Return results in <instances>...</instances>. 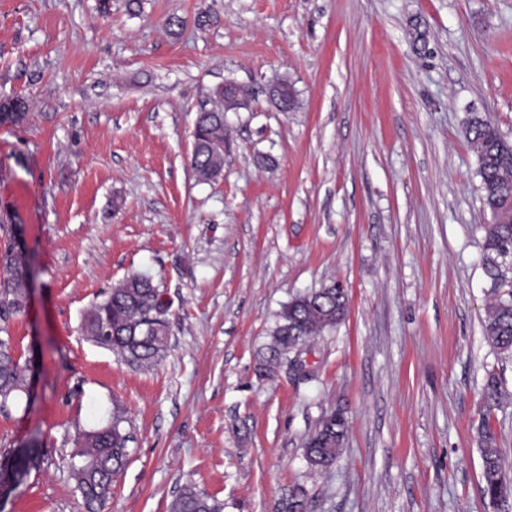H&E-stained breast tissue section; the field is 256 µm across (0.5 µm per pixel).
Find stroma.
Segmentation results:
<instances>
[{
    "mask_svg": "<svg viewBox=\"0 0 512 512\" xmlns=\"http://www.w3.org/2000/svg\"><path fill=\"white\" fill-rule=\"evenodd\" d=\"M206 14V25L196 23ZM288 81L280 111L271 85ZM234 81L224 172L190 166L201 103ZM0 214L35 278L10 322L33 376L0 448L46 455L0 512H81L77 430L128 410L132 458L105 512H168L187 485L224 512H512L481 491V421L512 476V361L483 334L471 115L512 143V0H0ZM171 303L166 357L136 369L80 330L129 275ZM342 282L345 320L315 337L308 379L262 377L293 296ZM331 467L305 458L331 411ZM346 432V422L336 411L326 414L306 443L308 463L321 469L333 465L341 453Z\"/></svg>",
    "mask_w": 512,
    "mask_h": 512,
    "instance_id": "stroma-1",
    "label": "stroma"
}]
</instances>
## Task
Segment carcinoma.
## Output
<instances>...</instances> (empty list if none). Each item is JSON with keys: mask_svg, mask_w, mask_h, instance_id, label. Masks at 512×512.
Returning <instances> with one entry per match:
<instances>
[{"mask_svg": "<svg viewBox=\"0 0 512 512\" xmlns=\"http://www.w3.org/2000/svg\"><path fill=\"white\" fill-rule=\"evenodd\" d=\"M218 105L198 113L193 131L191 168L200 182L218 178L224 170V87L216 88ZM23 99L0 102V124L25 119ZM467 132L477 158L482 201L491 215L484 225L483 269L490 281V302L486 308L484 336L501 355L512 358V144L486 118L473 115ZM32 276L29 259L13 253L6 242L0 251V413L30 391V378L12 355L10 317L24 311L22 299ZM170 305L152 278L134 274L125 278L84 313L81 331L91 341L120 355L135 368L158 364L166 354L170 338ZM347 314L343 296L333 286L298 294L277 314L270 333L268 356L259 369L269 376L283 365L306 341L340 324ZM487 398L500 405L506 396L503 381L496 374L485 383ZM126 410L112 403L111 421L94 431H80L69 475L80 494L85 512H102L112 495V486L129 462ZM346 422L331 412L325 415L309 437L305 456L315 468L333 465L346 437ZM483 460L482 493L493 504L512 498V480L503 469L495 434L484 421L478 428ZM44 456L37 439L16 448L0 449V505L5 503L24 478ZM224 505L193 486L184 487L170 502L168 512H223ZM285 512H309L306 490L289 491Z\"/></svg>", "mask_w": 512, "mask_h": 512, "instance_id": "1", "label": "carcinoma"}]
</instances>
